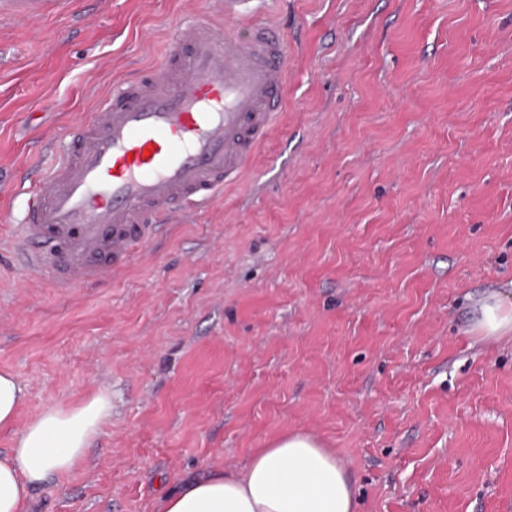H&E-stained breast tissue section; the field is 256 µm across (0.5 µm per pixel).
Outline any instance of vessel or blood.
<instances>
[{
    "label": "vessel or blood",
    "instance_id": "vessel-or-blood-1",
    "mask_svg": "<svg viewBox=\"0 0 512 512\" xmlns=\"http://www.w3.org/2000/svg\"><path fill=\"white\" fill-rule=\"evenodd\" d=\"M223 24L182 33L181 52L120 82L30 192L17 228L25 270L79 288L113 278L159 230V218L212 202L244 171L282 105L288 47L276 27ZM49 0H0L1 15H44Z\"/></svg>",
    "mask_w": 512,
    "mask_h": 512
}]
</instances>
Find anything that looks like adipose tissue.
<instances>
[{"instance_id": "1", "label": "adipose tissue", "mask_w": 512, "mask_h": 512, "mask_svg": "<svg viewBox=\"0 0 512 512\" xmlns=\"http://www.w3.org/2000/svg\"><path fill=\"white\" fill-rule=\"evenodd\" d=\"M472 330L485 339L512 333V282L473 302ZM27 390L0 370V430L13 431L0 453V512H26L33 488L82 463L112 413V395L101 391L79 404L44 408L16 428ZM159 512H354L348 474L334 452L311 435H282L256 449L239 472L214 471L185 482L160 499Z\"/></svg>"}]
</instances>
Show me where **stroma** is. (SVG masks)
<instances>
[{
  "label": "stroma",
  "instance_id": "obj_1",
  "mask_svg": "<svg viewBox=\"0 0 512 512\" xmlns=\"http://www.w3.org/2000/svg\"><path fill=\"white\" fill-rule=\"evenodd\" d=\"M214 0H51L0 18V182L46 168L114 83ZM284 106L251 169L104 285L0 253L17 423L109 390L85 461L28 512L158 498L304 432L356 512H512V336L471 301L512 280V0H264Z\"/></svg>",
  "mask_w": 512,
  "mask_h": 512
}]
</instances>
